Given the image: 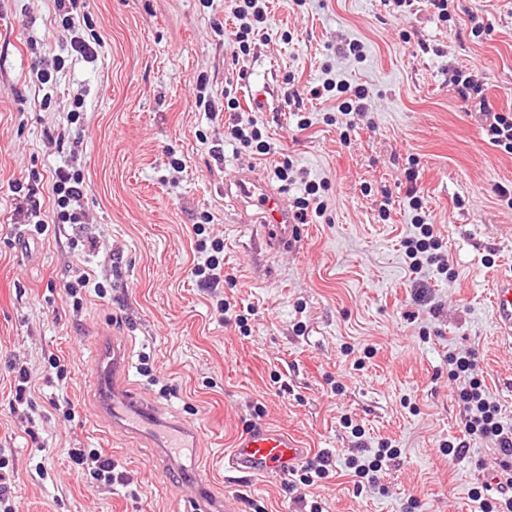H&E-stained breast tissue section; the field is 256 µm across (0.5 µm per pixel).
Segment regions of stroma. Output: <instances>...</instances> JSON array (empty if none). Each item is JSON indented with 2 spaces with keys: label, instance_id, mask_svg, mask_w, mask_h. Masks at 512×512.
<instances>
[{
  "label": "stroma",
  "instance_id": "obj_1",
  "mask_svg": "<svg viewBox=\"0 0 512 512\" xmlns=\"http://www.w3.org/2000/svg\"><path fill=\"white\" fill-rule=\"evenodd\" d=\"M84 4L98 57L44 85L35 57L62 54L68 37L55 0H0L8 512H186L181 483L148 441L114 435L98 412L90 351L105 339L127 346L142 400L196 428L211 494L234 496L241 512H305L313 500L323 512H480L502 455L465 432L448 357L475 356L511 427L512 347L495 336L490 289L512 267V206L498 193L512 189V154L490 143L448 70L469 71L497 110H512V0H455L444 22L427 0L409 16L387 0H266L267 27L240 60L224 37L235 27L230 0ZM474 27L481 36L470 37ZM349 42L363 44V59L338 54ZM201 75L215 101L239 99L272 154L225 144L228 113L196 104ZM328 76L367 94L352 129L311 93ZM72 154L86 186L81 221L57 224L48 189ZM286 158L288 200L312 183L325 189L301 239L272 253L238 223L231 192L242 171L272 179ZM28 186L40 192L41 234ZM415 197L447 274L409 267ZM201 237L224 243L221 290L191 274L204 260ZM79 268L91 284L73 298L65 286ZM219 294L227 313L215 309ZM256 425L287 430L309 454L329 452L328 477L308 486L225 473L235 437ZM383 441L398 458L379 484H355L347 459ZM36 443L42 454H32ZM450 445L458 455H445ZM73 448L102 450L125 483L76 472Z\"/></svg>",
  "mask_w": 512,
  "mask_h": 512
}]
</instances>
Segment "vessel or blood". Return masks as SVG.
I'll return each mask as SVG.
<instances>
[{
  "label": "vessel or blood",
  "mask_w": 512,
  "mask_h": 512,
  "mask_svg": "<svg viewBox=\"0 0 512 512\" xmlns=\"http://www.w3.org/2000/svg\"><path fill=\"white\" fill-rule=\"evenodd\" d=\"M235 200L245 223L258 225L269 248L284 250L299 239V226L280 188L254 172H243L235 184ZM491 311L497 337L512 344V272L499 274L491 290ZM96 386L102 397L100 412L113 432L121 437L146 436L159 455L174 468L184 469L193 459L198 442L195 428L184 422L162 418L151 406L139 400L128 382V353L112 345L93 349ZM306 450L287 431L258 426L242 430L232 450L224 457V468L247 476L284 475L304 460ZM184 489L194 512H234L231 497L217 498L199 480L187 481Z\"/></svg>",
  "instance_id": "1"
}]
</instances>
